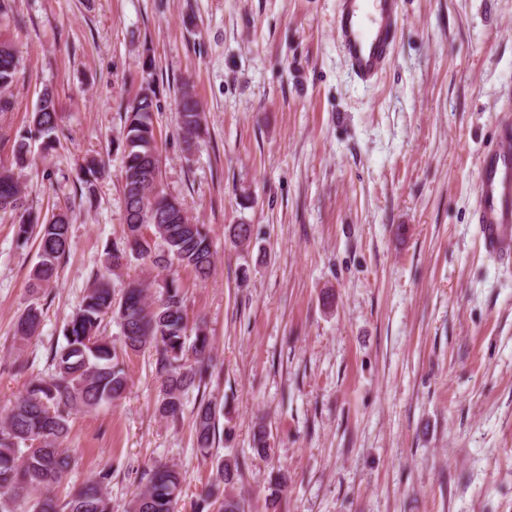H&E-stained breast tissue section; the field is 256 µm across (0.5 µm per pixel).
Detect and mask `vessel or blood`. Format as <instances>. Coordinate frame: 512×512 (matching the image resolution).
I'll return each instance as SVG.
<instances>
[{
  "mask_svg": "<svg viewBox=\"0 0 512 512\" xmlns=\"http://www.w3.org/2000/svg\"><path fill=\"white\" fill-rule=\"evenodd\" d=\"M400 0H337L336 41L357 83L373 85L387 70L396 46ZM473 222L485 249L512 257V114L501 117L493 145L478 161Z\"/></svg>",
  "mask_w": 512,
  "mask_h": 512,
  "instance_id": "obj_1",
  "label": "vessel or blood"
}]
</instances>
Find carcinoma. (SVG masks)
<instances>
[{
  "label": "carcinoma",
  "instance_id": "1",
  "mask_svg": "<svg viewBox=\"0 0 512 512\" xmlns=\"http://www.w3.org/2000/svg\"><path fill=\"white\" fill-rule=\"evenodd\" d=\"M19 59L11 42L0 40V112L13 109L11 87ZM155 90L147 88L125 111L123 148L124 230L120 241L105 252L102 270L95 274L81 304L65 328V344L50 349L51 373L32 382L8 411L0 416V512H16L26 500L32 512H112L106 486L107 472L90 477L77 490L61 498L51 488L62 483L71 457L62 448L70 433L72 414L115 402L128 388L126 357L146 349L155 351L161 379L156 411L176 422L189 391L201 389L212 361V344L201 328L188 334L184 314V288L177 274L183 267L205 280L211 274L215 253L209 231L187 216L184 203L161 184L158 138L154 120ZM178 110L187 137L199 134L202 116L196 95L183 89ZM56 97L46 88L32 113L30 124L16 137V165H23L30 141H41L49 152L59 138ZM106 163L96 157L80 166V197L89 207L97 203V184ZM18 217L16 243L38 241L39 261L31 272L33 300L15 323V336L28 340L38 335L43 319L39 291L56 281L61 259L70 249L67 211L52 213L34 224L22 203V188L14 169L0 167V213ZM229 237L237 244L250 241V224H231ZM140 261L154 274L160 288L156 300L148 299L147 285L139 279L123 280L115 274L132 261ZM112 315L121 328L116 344L100 333L105 316ZM224 408L201 398L193 420L196 448L207 456L219 434L218 416ZM252 450L270 455V433L263 426L253 433ZM240 476V464L219 459L208 488L201 491L194 512H243L239 499L226 492ZM186 475L174 465H156L130 502V512H176Z\"/></svg>",
  "mask_w": 512,
  "mask_h": 512
}]
</instances>
